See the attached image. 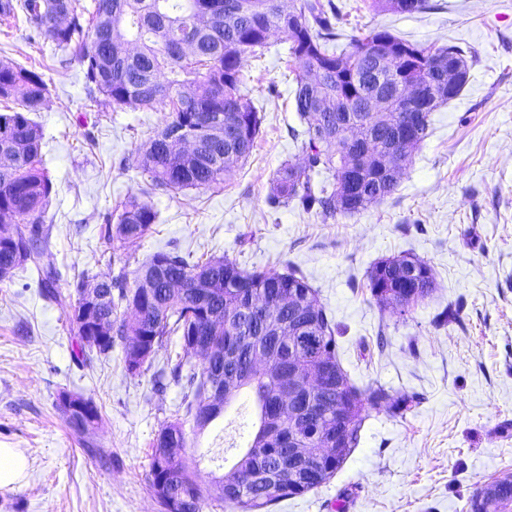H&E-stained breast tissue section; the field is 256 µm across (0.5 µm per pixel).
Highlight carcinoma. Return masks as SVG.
I'll return each mask as SVG.
<instances>
[{
	"label": "carcinoma",
	"mask_w": 512,
	"mask_h": 512,
	"mask_svg": "<svg viewBox=\"0 0 512 512\" xmlns=\"http://www.w3.org/2000/svg\"><path fill=\"white\" fill-rule=\"evenodd\" d=\"M222 7L224 22L209 21L202 7ZM376 12H406L403 0H369ZM21 16L44 42L67 51L61 60L82 69L87 98L104 108L169 109L170 121L145 145L137 168L148 178V190L169 192L206 188L224 182V175L251 154L262 133L264 115L242 90L245 58L263 54L270 24H281L288 58L296 72L294 107L305 128L303 160L282 162L271 179V206L296 204L326 217L354 215L383 202L398 186L392 169L360 153L359 142L336 128V109L350 113L362 133L382 140L393 166H404L429 135L430 115L456 98L468 81L469 64L459 47L419 46L386 28H373L336 53L339 13L333 0H0V21ZM196 39L197 51L188 55L181 42L186 31ZM387 40L403 49L404 57L392 70L382 71L381 88L394 102L372 115L362 108V94L371 89L356 76L375 68L377 43ZM458 73L452 92L432 100L434 83ZM413 84L422 94L413 110L398 94ZM48 85L43 74L10 60H0V103L12 101L18 109L0 111V225L13 224L18 241H0V272L24 269L36 277L42 295L59 306L76 336L82 362L112 352L113 339L124 343V366L141 373L172 337L183 353L167 356L155 379L163 389L172 382L182 389V417L164 425L151 453V489L165 512H201L203 494L197 480L198 460L178 453L186 447V425L200 434L221 416L225 405L240 391L251 393L257 429L250 445L232 469L212 479L210 495L218 506L238 512H269L275 503L302 495L325 483L358 442L366 407L390 403L407 411L414 397L391 399L381 385L361 391L353 386L336 360V336L317 292L301 272L246 270L224 256L192 260L178 249L156 252L133 273L125 270L102 283V301L89 316L79 312L74 299L84 289L88 273L73 278L68 292L57 288L62 274L48 252L50 227L42 217L51 202L54 185L43 166V132L29 117L45 103ZM328 171L333 181H315ZM158 214L137 195L128 196L116 210L103 216L102 238L117 251L153 231ZM411 278L413 288L402 279ZM367 287L378 303L397 302L406 313L427 299L435 285L430 266L412 255L388 257L368 272ZM264 296L283 305V320L302 331L284 341L270 335L252 299ZM139 317L127 316L129 307ZM105 328L106 340L97 348L83 343L91 321ZM211 352V365L196 370L187 358L193 342ZM266 351L270 364L247 366L249 353ZM307 365L323 355L337 371L341 389L320 391L315 419L302 433L305 445L318 448L320 434L336 430V416L322 400L351 394L357 400L347 433L346 453L322 461L307 460L294 485L269 489L260 475H278L288 457L281 437L288 421L270 430L263 427V408L283 388L282 366L288 357ZM91 413L66 417L71 431L86 448L94 447L92 433L101 419L93 397ZM468 512H512V476L498 478L477 490Z\"/></svg>",
	"instance_id": "1"
}]
</instances>
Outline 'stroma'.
<instances>
[{"instance_id":"35a3bbf8","label":"stroma","mask_w":512,"mask_h":512,"mask_svg":"<svg viewBox=\"0 0 512 512\" xmlns=\"http://www.w3.org/2000/svg\"><path fill=\"white\" fill-rule=\"evenodd\" d=\"M334 2L337 48L385 27L419 45L460 46L471 61L460 95L432 112L395 193L330 219L267 200L274 172L300 147L283 34L243 64V88L265 115L247 160L220 186L151 193L136 160L165 113L101 110L85 95L78 63L60 66L23 19L0 22V59L36 67L48 85L35 119L54 184L49 251L66 281L130 273L170 248L247 269H299L334 324L350 382H377L416 404L402 414L369 409L335 474L272 512H468L477 488L512 475V0H428L414 14ZM141 191L158 213L153 232L112 250L100 217ZM405 254L428 263L435 290L403 314L379 304L366 282L375 262ZM29 280L19 270L0 281V446L29 462L23 483L0 492V512H160L150 455L159 430L182 414L181 388L155 390L153 364L129 375L118 344L78 366L64 312ZM449 308L454 319L438 322ZM64 391L100 407L94 447L67 428ZM249 411L239 395L202 434L187 435L181 454L200 457L202 490L216 466L232 467L252 431Z\"/></svg>"}]
</instances>
